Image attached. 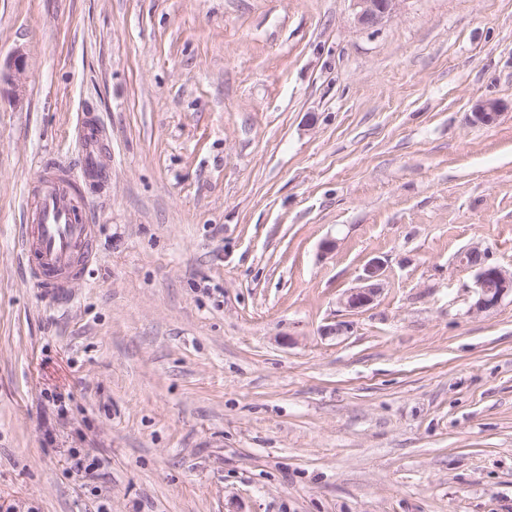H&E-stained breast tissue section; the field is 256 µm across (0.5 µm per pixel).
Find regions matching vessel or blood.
Wrapping results in <instances>:
<instances>
[{"label": "vessel or blood", "instance_id": "obj_1", "mask_svg": "<svg viewBox=\"0 0 512 512\" xmlns=\"http://www.w3.org/2000/svg\"><path fill=\"white\" fill-rule=\"evenodd\" d=\"M77 137L84 172L106 175L101 160V124L84 118ZM73 185L67 172L46 166L24 204L23 254L31 277L49 294L69 288L94 256L97 227L82 214Z\"/></svg>", "mask_w": 512, "mask_h": 512}]
</instances>
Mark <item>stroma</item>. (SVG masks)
I'll return each mask as SVG.
<instances>
[{
  "label": "stroma",
  "mask_w": 512,
  "mask_h": 512,
  "mask_svg": "<svg viewBox=\"0 0 512 512\" xmlns=\"http://www.w3.org/2000/svg\"><path fill=\"white\" fill-rule=\"evenodd\" d=\"M0 72V512H512V299L457 262L512 268V0H0ZM49 160L98 226L56 297ZM355 19L364 28H373L390 19L402 0H351ZM102 136V126L96 119L85 117L78 127L80 163L85 175L93 172L102 177L106 176L108 169L101 164ZM71 176L42 169L26 198L23 254L31 277L48 294L69 288L94 256L97 224L82 215ZM460 267L473 275L474 302L471 312L494 310L507 296H512V270L490 261L489 252L474 245L461 253ZM383 266L379 260L368 263L359 277V285L347 290L340 298V304L352 311L372 304L382 289Z\"/></svg>",
  "instance_id": "35a3bbf8"
}]
</instances>
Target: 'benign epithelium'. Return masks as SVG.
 <instances>
[{"mask_svg": "<svg viewBox=\"0 0 512 512\" xmlns=\"http://www.w3.org/2000/svg\"><path fill=\"white\" fill-rule=\"evenodd\" d=\"M355 19L364 28H373L390 19L403 0H351ZM500 116L499 106L494 101H482L474 112L475 121L492 125ZM460 267L472 273L474 302L471 312L487 313L512 296V270L490 261L489 252L479 245L469 247L461 253ZM383 263L373 260L368 263L359 285L347 290L340 298V304L349 310H359L372 304L381 291Z\"/></svg>", "mask_w": 512, "mask_h": 512, "instance_id": "1", "label": "benign epithelium"}]
</instances>
